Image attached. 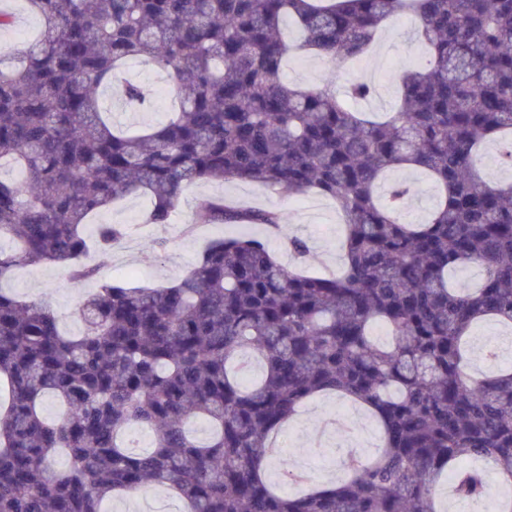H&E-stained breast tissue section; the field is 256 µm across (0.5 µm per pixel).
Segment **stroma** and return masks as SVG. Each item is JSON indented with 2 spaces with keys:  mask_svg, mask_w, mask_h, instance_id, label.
Returning <instances> with one entry per match:
<instances>
[{
  "mask_svg": "<svg viewBox=\"0 0 512 512\" xmlns=\"http://www.w3.org/2000/svg\"><path fill=\"white\" fill-rule=\"evenodd\" d=\"M414 31V24L406 20L383 28L365 57L336 71L339 82L360 78L378 86L380 100L358 102L359 111L380 116L395 106V73L416 65L423 56V47ZM125 76L154 90L155 95L147 108L136 110L114 101L111 92H104V99L111 102L113 122L135 130L164 121L174 108L171 98L163 93L164 76L137 61L128 65ZM218 197L233 204L282 212L286 218L285 236L307 242L311 268L338 270L340 218L329 198L310 191L291 199L258 184L213 182L186 188L174 224L165 227L144 224L143 214L149 205L144 195L126 197L101 211L95 218L96 224H127L132 233L122 244L114 246L110 254L99 257L100 276L130 287L169 286L179 281L211 240L242 232L238 226L210 224L185 233L184 226L191 221L197 205ZM157 239L165 240L164 250L151 249V242ZM95 288L92 282L70 280L64 270L53 265L19 269L0 282L1 290L20 299L47 303L60 318L63 330L70 334L77 331L74 316L78 300ZM344 404V399L333 393L316 395L275 439L276 446L286 451L294 466H305L321 483L344 475L352 459L374 453L371 438L380 432L378 423L363 409L351 417L341 414Z\"/></svg>",
  "mask_w": 512,
  "mask_h": 512,
  "instance_id": "35a3bbf8",
  "label": "stroma"
}]
</instances>
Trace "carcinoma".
<instances>
[{"label":"carcinoma","mask_w":512,"mask_h":512,"mask_svg":"<svg viewBox=\"0 0 512 512\" xmlns=\"http://www.w3.org/2000/svg\"><path fill=\"white\" fill-rule=\"evenodd\" d=\"M37 37L0 48V280L55 264L75 281L84 228L116 199L147 195L143 223L174 222L193 184L248 181L290 197L316 189L344 223L339 273L296 272L268 239L213 241L176 284L101 281L78 307L81 332L60 331L41 302L0 291V512H102L104 500L169 490L185 512H440L436 488L487 494L493 459L512 483V370L470 375L467 344L489 319L512 325V182L474 169L489 141L512 163V0H28ZM412 13L426 64L397 76L398 103L382 121L336 79L299 87L283 77L284 22L334 67L359 58L392 17ZM140 61L164 73L178 108L141 132L115 129L101 89ZM141 106L147 90L124 81ZM412 168L439 198L425 222L403 219ZM200 224L280 229L278 211L210 199ZM127 235L97 224L106 253ZM482 276L458 288L453 275ZM389 340L381 343L375 331ZM334 391L368 407L381 446L333 489L280 495L264 472L272 434L312 396ZM64 406L47 421L41 404ZM203 420L199 442L188 425ZM153 432L148 451L128 433ZM62 449L68 466L59 469Z\"/></svg>","instance_id":"carcinoma-1"}]
</instances>
